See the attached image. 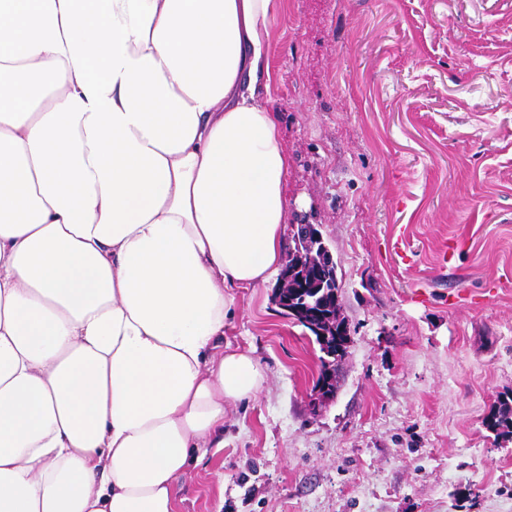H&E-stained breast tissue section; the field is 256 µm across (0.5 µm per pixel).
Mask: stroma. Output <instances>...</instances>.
<instances>
[{"label": "stroma", "instance_id": "35a3bbf8", "mask_svg": "<svg viewBox=\"0 0 512 512\" xmlns=\"http://www.w3.org/2000/svg\"><path fill=\"white\" fill-rule=\"evenodd\" d=\"M269 64L288 215L336 260L350 343L322 395L276 283L237 290L224 340L267 383L177 512H512L485 426L512 393V0H282Z\"/></svg>", "mask_w": 512, "mask_h": 512}]
</instances>
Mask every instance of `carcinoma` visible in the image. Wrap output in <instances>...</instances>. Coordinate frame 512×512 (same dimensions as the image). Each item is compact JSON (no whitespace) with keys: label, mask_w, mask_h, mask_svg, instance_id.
Masks as SVG:
<instances>
[{"label":"carcinoma","mask_w":512,"mask_h":512,"mask_svg":"<svg viewBox=\"0 0 512 512\" xmlns=\"http://www.w3.org/2000/svg\"><path fill=\"white\" fill-rule=\"evenodd\" d=\"M302 226H297L292 236L293 246L288 251V263L285 265L279 288L288 297V312L285 316L307 329L324 352L320 357L319 382L328 388L332 376L336 375L344 355L336 354L332 343L337 338L349 340V331L345 321L340 318L341 305L326 309L323 303L331 300V295L342 296L338 279L331 278L332 286L321 287L323 281L322 265L327 262V249L320 240L302 236ZM488 429L502 438H512V395L504 394L498 400L493 411L487 416Z\"/></svg>","instance_id":"cac0c4a2"}]
</instances>
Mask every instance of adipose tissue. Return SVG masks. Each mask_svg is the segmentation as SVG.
I'll list each match as a JSON object with an SVG mask.
<instances>
[{"mask_svg":"<svg viewBox=\"0 0 512 512\" xmlns=\"http://www.w3.org/2000/svg\"><path fill=\"white\" fill-rule=\"evenodd\" d=\"M280 9L0 0V512H177L263 390L224 326L283 262Z\"/></svg>","mask_w":512,"mask_h":512,"instance_id":"ef3b65f1","label":"adipose tissue"}]
</instances>
